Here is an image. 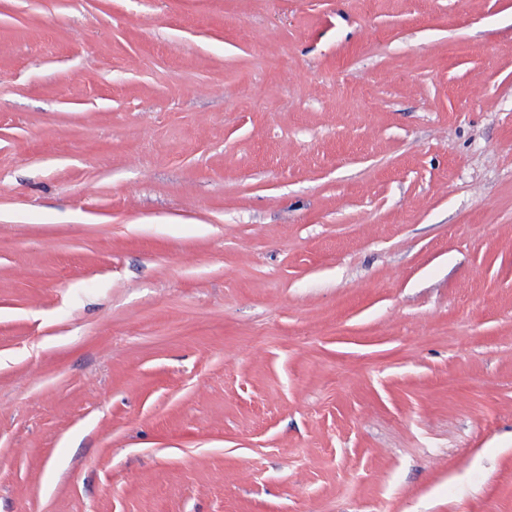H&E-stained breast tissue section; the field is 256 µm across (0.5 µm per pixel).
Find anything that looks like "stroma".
I'll return each mask as SVG.
<instances>
[{
    "label": "stroma",
    "instance_id": "1",
    "mask_svg": "<svg viewBox=\"0 0 512 512\" xmlns=\"http://www.w3.org/2000/svg\"><path fill=\"white\" fill-rule=\"evenodd\" d=\"M0 512H512V0H0Z\"/></svg>",
    "mask_w": 512,
    "mask_h": 512
}]
</instances>
